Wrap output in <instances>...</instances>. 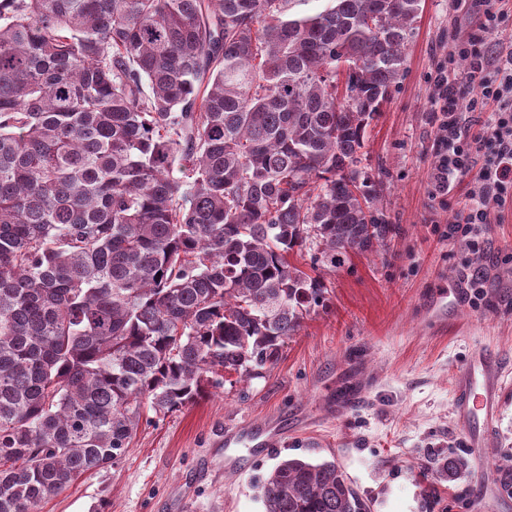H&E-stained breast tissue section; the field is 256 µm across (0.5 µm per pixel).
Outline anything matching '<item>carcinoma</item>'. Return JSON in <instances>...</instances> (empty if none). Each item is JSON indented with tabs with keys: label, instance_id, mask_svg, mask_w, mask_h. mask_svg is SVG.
Returning a JSON list of instances; mask_svg holds the SVG:
<instances>
[{
	"label": "carcinoma",
	"instance_id": "carcinoma-1",
	"mask_svg": "<svg viewBox=\"0 0 512 512\" xmlns=\"http://www.w3.org/2000/svg\"><path fill=\"white\" fill-rule=\"evenodd\" d=\"M288 2L0 0V512L260 375L321 272L394 231L362 149L422 0ZM260 485L265 512H369L334 461Z\"/></svg>",
	"mask_w": 512,
	"mask_h": 512
}]
</instances>
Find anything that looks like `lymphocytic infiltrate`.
<instances>
[{"label": "lymphocytic infiltrate", "mask_w": 512, "mask_h": 512, "mask_svg": "<svg viewBox=\"0 0 512 512\" xmlns=\"http://www.w3.org/2000/svg\"><path fill=\"white\" fill-rule=\"evenodd\" d=\"M473 2L481 15L479 27L454 39L434 68L437 161L432 183L435 193L445 195L468 180L465 204L448 236L465 238L479 251L485 246L481 227L489 223L491 211L512 202V52L500 53L487 42L488 33L501 23L500 0ZM461 61L466 64L462 73L457 70ZM474 84L480 92L473 97ZM465 103L486 116L480 135L471 134L462 121Z\"/></svg>", "instance_id": "1"}]
</instances>
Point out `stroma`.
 Instances as JSON below:
<instances>
[{
	"mask_svg": "<svg viewBox=\"0 0 512 512\" xmlns=\"http://www.w3.org/2000/svg\"><path fill=\"white\" fill-rule=\"evenodd\" d=\"M475 23L456 0H423L400 89L368 130L364 167L382 180L395 224L387 247L323 277V302L263 377L224 388L179 412L141 422L122 459L81 475L35 512H264L255 477L281 459L333 460L370 512H512L495 467L512 453V208L484 225L486 250L448 237L462 189L432 199L436 161L430 74L453 37ZM481 270L470 297L465 278ZM445 294V321L432 301ZM479 351L506 370L495 443L470 446L453 413V381ZM367 387L335 410L337 390ZM279 419L278 448L246 465L226 427ZM463 459L452 483L426 477L431 454Z\"/></svg>",
	"mask_w": 512,
	"mask_h": 512,
	"instance_id": "1",
	"label": "stroma"
}]
</instances>
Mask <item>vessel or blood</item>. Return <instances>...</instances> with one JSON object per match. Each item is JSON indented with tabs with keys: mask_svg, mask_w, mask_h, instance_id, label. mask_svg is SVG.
<instances>
[{
	"mask_svg": "<svg viewBox=\"0 0 512 512\" xmlns=\"http://www.w3.org/2000/svg\"><path fill=\"white\" fill-rule=\"evenodd\" d=\"M502 364L486 352L475 354L470 363L454 379L453 411L474 447L492 444L489 426L497 412ZM280 430L266 422L224 433L228 448H273L278 444Z\"/></svg>",
	"mask_w": 512,
	"mask_h": 512,
	"instance_id": "vessel-or-blood-1",
	"label": "vessel or blood"
}]
</instances>
